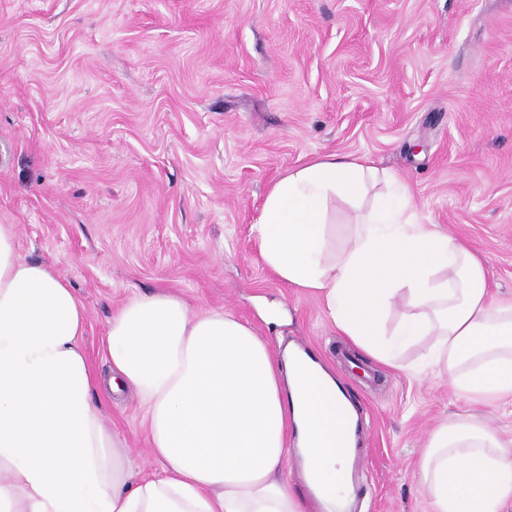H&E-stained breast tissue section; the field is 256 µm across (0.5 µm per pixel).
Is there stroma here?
Returning a JSON list of instances; mask_svg holds the SVG:
<instances>
[{"mask_svg":"<svg viewBox=\"0 0 512 512\" xmlns=\"http://www.w3.org/2000/svg\"><path fill=\"white\" fill-rule=\"evenodd\" d=\"M330 154L407 182L512 297V0H0V224L73 285L95 371L112 313L156 288L271 348L306 339L362 417L357 512H430L418 461L465 402L419 371L427 342L394 370L340 336L252 230L275 181ZM98 396L157 474L134 393Z\"/></svg>","mask_w":512,"mask_h":512,"instance_id":"1","label":"stroma"}]
</instances>
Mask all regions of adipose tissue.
<instances>
[{"label":"adipose tissue","mask_w":512,"mask_h":512,"mask_svg":"<svg viewBox=\"0 0 512 512\" xmlns=\"http://www.w3.org/2000/svg\"><path fill=\"white\" fill-rule=\"evenodd\" d=\"M380 180L388 193L335 252L329 201L361 199ZM254 230L267 264L317 292L337 332L372 359L401 368V350L431 337L427 366L469 405L423 450L432 512H512V440L476 412L512 402V299L492 292L485 260L423 220L406 183L354 156L288 172ZM398 299L406 310L386 327ZM86 326L69 281L25 257L15 225L0 224V512H310L285 479L292 440L329 499L350 496L347 422L323 367L279 363L231 312L195 311L161 288L113 313L103 381ZM103 384L138 397L158 476H134L92 397Z\"/></svg>","instance_id":"1"}]
</instances>
